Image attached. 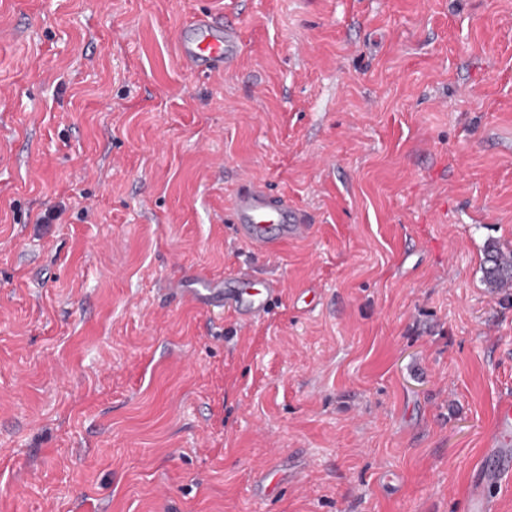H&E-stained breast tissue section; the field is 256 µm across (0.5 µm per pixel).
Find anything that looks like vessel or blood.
Instances as JSON below:
<instances>
[{
	"label": "vessel or blood",
	"instance_id": "1",
	"mask_svg": "<svg viewBox=\"0 0 512 512\" xmlns=\"http://www.w3.org/2000/svg\"><path fill=\"white\" fill-rule=\"evenodd\" d=\"M178 55L183 67L194 73L213 75L231 71L241 55L240 29L235 23L218 24L207 15H200L191 34L180 39ZM229 211L238 239L260 256L274 255L282 245L310 231L304 212L287 195L275 192L263 182L238 189L230 200ZM175 291L193 305L231 308L239 323L247 325L268 315L273 302L284 294L285 284L277 277L257 284L243 277L235 288L179 285ZM486 454L496 465L482 469L475 479L468 493V512H485L489 488L500 485L503 477L512 474L511 402H503L499 408Z\"/></svg>",
	"mask_w": 512,
	"mask_h": 512
}]
</instances>
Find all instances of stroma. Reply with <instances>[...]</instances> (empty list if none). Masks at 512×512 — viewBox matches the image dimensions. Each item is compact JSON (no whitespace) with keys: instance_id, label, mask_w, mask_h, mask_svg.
Segmentation results:
<instances>
[{"instance_id":"stroma-1","label":"stroma","mask_w":512,"mask_h":512,"mask_svg":"<svg viewBox=\"0 0 512 512\" xmlns=\"http://www.w3.org/2000/svg\"><path fill=\"white\" fill-rule=\"evenodd\" d=\"M203 11L236 71L179 65ZM249 178L311 234L251 255ZM490 239L512 0H0V512H467L512 399ZM239 271L290 292L246 329L164 293Z\"/></svg>"}]
</instances>
